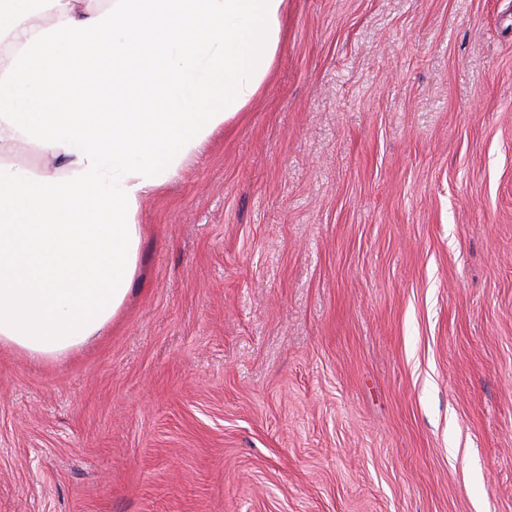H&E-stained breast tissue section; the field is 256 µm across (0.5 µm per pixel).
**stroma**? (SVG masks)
I'll return each mask as SVG.
<instances>
[{
	"label": "stroma",
	"instance_id": "obj_1",
	"mask_svg": "<svg viewBox=\"0 0 512 512\" xmlns=\"http://www.w3.org/2000/svg\"><path fill=\"white\" fill-rule=\"evenodd\" d=\"M72 357L0 346V512H512V0H288Z\"/></svg>",
	"mask_w": 512,
	"mask_h": 512
}]
</instances>
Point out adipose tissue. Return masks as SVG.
Listing matches in <instances>:
<instances>
[{"instance_id": "adipose-tissue-1", "label": "adipose tissue", "mask_w": 512, "mask_h": 512, "mask_svg": "<svg viewBox=\"0 0 512 512\" xmlns=\"http://www.w3.org/2000/svg\"><path fill=\"white\" fill-rule=\"evenodd\" d=\"M288 0H0V345L99 335L138 267L140 202L250 105ZM110 84L103 106L63 71ZM47 169H18L19 148Z\"/></svg>"}]
</instances>
